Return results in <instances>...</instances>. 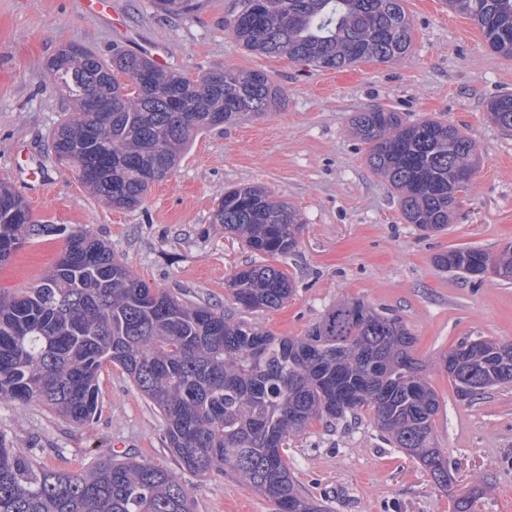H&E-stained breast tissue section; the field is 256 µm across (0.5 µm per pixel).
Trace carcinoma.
<instances>
[{
    "mask_svg": "<svg viewBox=\"0 0 512 512\" xmlns=\"http://www.w3.org/2000/svg\"><path fill=\"white\" fill-rule=\"evenodd\" d=\"M404 0H242L231 34L246 50L325 69L375 60L398 62L411 46ZM492 45L512 34V0H448ZM166 13L198 0H155ZM49 74L72 104L54 130L52 155L89 192L116 209L144 202L171 175L198 134L271 112L282 89L267 73L220 67L194 85L146 55L112 61L71 44ZM128 82H123L121 77ZM488 117L512 131V94L490 101ZM367 146L371 172L396 194L403 219L424 237L453 223L479 160L476 143L436 116L410 121L373 109L351 121ZM213 223L258 255L286 257L303 222L291 203L260 185L224 189ZM27 202L0 183V264L35 235ZM63 247L41 278L0 292V403L35 402L76 425L97 419L99 376L119 366L163 417L165 442L180 467L199 477L231 472L279 512H323L285 460L288 440L316 421L364 410L394 447L448 482V457L435 441L440 397L413 354L402 318L360 300L323 313L304 336H278L213 305L152 288L84 227L59 229ZM478 259L512 282V245L492 253L451 248L434 266L463 278ZM293 279L248 265L227 282L233 305L251 312L281 307ZM467 403L512 386V343L470 337L450 364L439 359ZM0 512H194L184 483L168 469L102 456L89 470L36 465L0 435Z\"/></svg>",
    "mask_w": 512,
    "mask_h": 512,
    "instance_id": "carcinoma-1",
    "label": "carcinoma"
}]
</instances>
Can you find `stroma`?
<instances>
[{
	"label": "stroma",
	"instance_id": "1",
	"mask_svg": "<svg viewBox=\"0 0 512 512\" xmlns=\"http://www.w3.org/2000/svg\"><path fill=\"white\" fill-rule=\"evenodd\" d=\"M240 7L241 0H203L196 12L170 15L153 0H111L110 15L100 16L84 0H0V181L23 196L39 223L85 226L151 287L195 302L230 306L226 282L251 263L287 271L294 279L288 301L246 315L279 336L305 335L343 298L393 311L415 336L414 354L440 396L433 428L447 453L450 482L437 484L419 462L382 440L365 412L314 423L289 440L285 453L295 479L326 512H454L468 495L473 512H512V387L468 404L435 365L467 336L512 342V283L453 276L432 262L449 248L494 251L512 243V132L486 116L495 96L512 92V61L490 51L474 23L447 0H405L413 33L404 60L337 70L245 50L229 27ZM68 43L106 58L113 48L132 46L188 76L220 66L261 70L284 97L272 115L199 134L142 205L111 209L49 152L69 103L47 64ZM371 108L409 120L438 116L478 145L481 165L448 231L421 237L370 171L350 119ZM33 167L43 181L29 179ZM244 184L266 186L299 208L303 227L288 257L255 255L213 224L220 193ZM61 248L58 236L31 239L0 265V291L35 282ZM99 387L100 414L92 424L11 402L0 404V433L50 468H88L108 453L165 467L186 485L195 512H277L233 476L199 478L181 470L165 446L162 416L119 367L106 366Z\"/></svg>",
	"mask_w": 512,
	"mask_h": 512
}]
</instances>
